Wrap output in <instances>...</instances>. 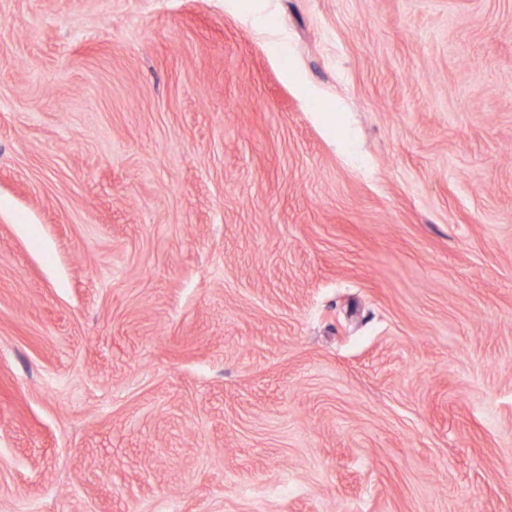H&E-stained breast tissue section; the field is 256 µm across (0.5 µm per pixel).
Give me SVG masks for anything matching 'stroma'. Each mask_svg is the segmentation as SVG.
<instances>
[{
    "instance_id": "1",
    "label": "stroma",
    "mask_w": 512,
    "mask_h": 512,
    "mask_svg": "<svg viewBox=\"0 0 512 512\" xmlns=\"http://www.w3.org/2000/svg\"><path fill=\"white\" fill-rule=\"evenodd\" d=\"M0 512H512V0H0Z\"/></svg>"
}]
</instances>
